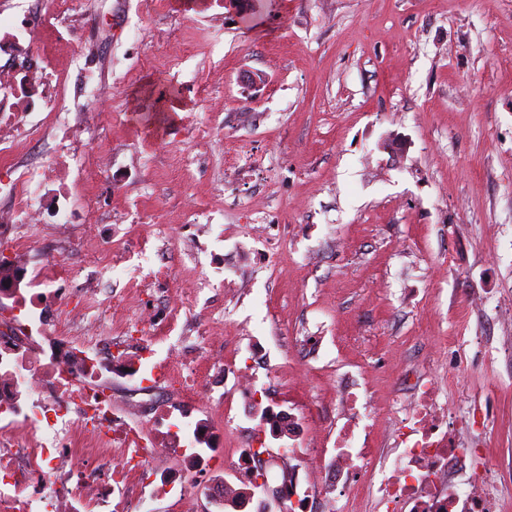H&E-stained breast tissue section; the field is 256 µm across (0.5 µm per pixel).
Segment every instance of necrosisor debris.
Wrapping results in <instances>:
<instances>
[{
	"label": "necrosis or debris",
	"mask_w": 512,
	"mask_h": 512,
	"mask_svg": "<svg viewBox=\"0 0 512 512\" xmlns=\"http://www.w3.org/2000/svg\"><path fill=\"white\" fill-rule=\"evenodd\" d=\"M47 178V171L25 168L0 182L13 207L1 239L21 242L23 225L43 222L37 191ZM111 307L108 296L48 287L43 269L25 261L0 276V512H138L148 494L173 497L183 512H197L202 497L213 512H248L257 496L225 484L211 469L224 463L248 472L255 463L252 440L205 416L207 380L183 373L187 350L202 351L207 337H180L177 350L156 363V338L140 336L139 357L129 361L125 344L107 354L96 336L65 335L55 325L66 310ZM116 382L130 383L132 393L116 399ZM411 394L415 407L393 435V454L372 451L355 426L338 431L337 474L369 475L384 512H501L486 480L460 488L450 477V468L473 451L453 437L452 414L441 409L435 381L417 378ZM167 448L180 449V456L161 472L150 471V458ZM200 473L208 479L198 498L186 496Z\"/></svg>",
	"instance_id": "obj_1"
}]
</instances>
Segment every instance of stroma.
<instances>
[{
    "mask_svg": "<svg viewBox=\"0 0 512 512\" xmlns=\"http://www.w3.org/2000/svg\"><path fill=\"white\" fill-rule=\"evenodd\" d=\"M50 7L0 0V31L27 23L29 65L65 88L17 116L0 176L75 151L61 126L105 155L104 175L68 177L93 210L78 245L45 230L28 248L53 247L80 269L76 287L126 296L100 335L183 302L209 358L255 376L245 398L222 378L213 417L232 402L251 430L258 404L278 403L303 425L293 463L315 487L333 479L342 388L366 395L385 449L416 372L449 406L487 408L486 429L459 435L511 470L512 0H68L39 24ZM86 85L95 109L75 111ZM160 264L173 279L144 278ZM282 365L284 387L269 375Z\"/></svg>",
    "mask_w": 512,
    "mask_h": 512,
    "instance_id": "35a3bbf8",
    "label": "stroma"
}]
</instances>
